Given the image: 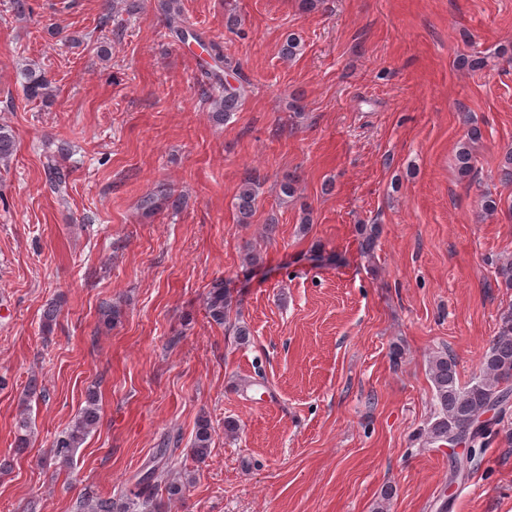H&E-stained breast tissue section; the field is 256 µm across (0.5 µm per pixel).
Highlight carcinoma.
<instances>
[{
  "mask_svg": "<svg viewBox=\"0 0 512 512\" xmlns=\"http://www.w3.org/2000/svg\"><path fill=\"white\" fill-rule=\"evenodd\" d=\"M164 16V26L175 40L184 43L188 38L201 41V37L186 25L181 0H159ZM210 60L200 63L202 76L208 87V100L212 106V118L222 123L237 111L245 94L243 84L235 85L227 75L239 69V65L226 55L221 46L210 44ZM27 95L46 101L50 98L49 80L41 70L28 66L22 70ZM15 151V137L8 126L0 125V162H8ZM461 177L472 175L474 156L470 145L464 143L457 154ZM262 183L257 176L246 178L236 195L238 221L250 222L258 201ZM231 306L230 296L224 290V282L213 283L206 297V310L211 320L224 323V317ZM430 376L434 386L437 412L428 427L431 443L455 445L459 442H475L489 432V424L482 416L491 410L501 409L512 398V390L506 384L512 382V309L503 311L499 327L488 351L481 360L480 375L469 386L459 383L455 364L446 353H440L430 360ZM99 421L98 399L95 392L87 394L85 405L74 423L61 432L52 445V458L61 466L73 463L77 448L81 447ZM16 447L25 448L29 443V421L25 412H20L17 421ZM212 433L209 422L199 421L191 445L195 462L203 463L210 454ZM152 475L147 473L129 491V496L118 499L110 497L85 498L79 502L81 512H166V505L154 499L151 494Z\"/></svg>",
  "mask_w": 512,
  "mask_h": 512,
  "instance_id": "cac0c4a2",
  "label": "carcinoma"
}]
</instances>
